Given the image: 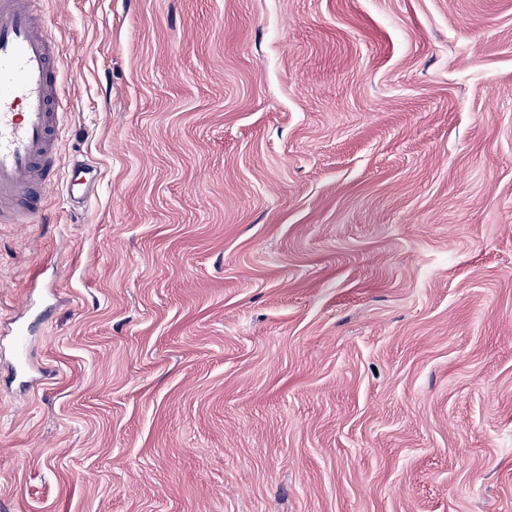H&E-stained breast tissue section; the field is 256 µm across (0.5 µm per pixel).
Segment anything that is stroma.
<instances>
[{"label": "stroma", "instance_id": "35a3bbf8", "mask_svg": "<svg viewBox=\"0 0 512 512\" xmlns=\"http://www.w3.org/2000/svg\"><path fill=\"white\" fill-rule=\"evenodd\" d=\"M44 23L98 191L0 223V512H512V0Z\"/></svg>", "mask_w": 512, "mask_h": 512}]
</instances>
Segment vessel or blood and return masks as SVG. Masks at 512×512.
I'll use <instances>...</instances> for the list:
<instances>
[{"instance_id":"vessel-or-blood-1","label":"vessel or blood","mask_w":512,"mask_h":512,"mask_svg":"<svg viewBox=\"0 0 512 512\" xmlns=\"http://www.w3.org/2000/svg\"><path fill=\"white\" fill-rule=\"evenodd\" d=\"M46 0H0V223L41 220L57 186L93 198L92 169L58 179L49 161L60 134L61 68L43 18Z\"/></svg>"}]
</instances>
